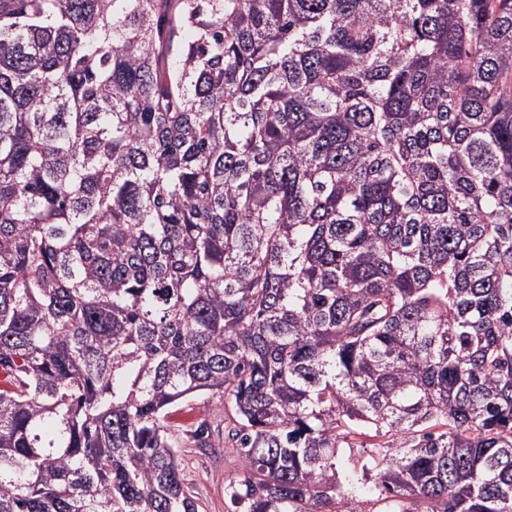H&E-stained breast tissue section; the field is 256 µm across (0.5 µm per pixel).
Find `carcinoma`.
<instances>
[{"instance_id": "cac0c4a2", "label": "carcinoma", "mask_w": 512, "mask_h": 512, "mask_svg": "<svg viewBox=\"0 0 512 512\" xmlns=\"http://www.w3.org/2000/svg\"><path fill=\"white\" fill-rule=\"evenodd\" d=\"M0 512H512V0H0ZM193 410L175 415L172 424L182 441L185 483L198 500L204 512H230L224 500V480L237 469L234 458L224 456V404L211 397H200L192 403ZM212 432L214 448H195L191 432L201 422Z\"/></svg>"}]
</instances>
